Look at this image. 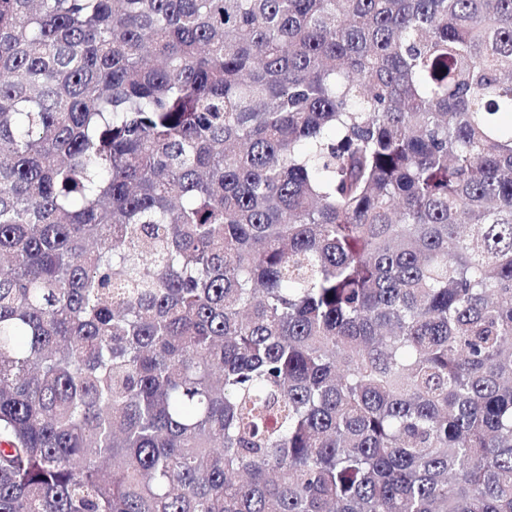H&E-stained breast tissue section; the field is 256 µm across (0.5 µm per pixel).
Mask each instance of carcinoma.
<instances>
[{
  "instance_id": "carcinoma-1",
  "label": "carcinoma",
  "mask_w": 512,
  "mask_h": 512,
  "mask_svg": "<svg viewBox=\"0 0 512 512\" xmlns=\"http://www.w3.org/2000/svg\"><path fill=\"white\" fill-rule=\"evenodd\" d=\"M0 512H512V0H0Z\"/></svg>"
}]
</instances>
